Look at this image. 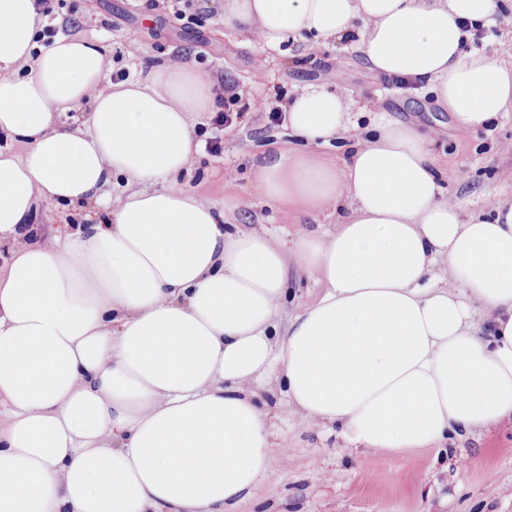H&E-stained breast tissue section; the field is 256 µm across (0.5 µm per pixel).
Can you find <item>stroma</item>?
Masks as SVG:
<instances>
[{
  "label": "stroma",
  "mask_w": 512,
  "mask_h": 512,
  "mask_svg": "<svg viewBox=\"0 0 512 512\" xmlns=\"http://www.w3.org/2000/svg\"><path fill=\"white\" fill-rule=\"evenodd\" d=\"M146 0H52L45 25L56 33L78 35L103 46L113 70L130 77L149 72L172 54L210 82L225 81L255 101L238 123L215 131L211 113L195 117L198 149L191 166L175 175L176 184L209 199L224 213L228 233L266 228L295 233L324 225L335 230L344 214L309 211L280 201L254 198L250 211L232 201L250 194L257 166L275 150L301 155L311 150L287 125H270L267 107L285 108L295 90L324 86L351 96L358 134L373 133L372 116L363 110L368 98L383 102L394 119L417 127L432 142L446 193L463 215H492L512 203V111L499 114L468 136L457 134L450 113L437 104L426 81L394 80L370 71L358 42L339 39L311 50L301 39H285L270 49L225 28L224 0H191L187 17L172 10L150 11ZM140 31L138 41L125 38L127 28ZM269 62L264 84L251 81L252 61ZM221 137L220 154L205 144ZM352 141L340 138L315 148L324 164L347 159ZM85 209L67 203H39L27 231L31 241L47 227L74 234L83 229ZM270 399L281 412L279 426L288 438L252 495L237 512H512V422L492 427L482 437L463 438L445 451L416 449L404 455L362 452L346 447L336 435H319L288 412L280 392Z\"/></svg>",
  "instance_id": "stroma-1"
}]
</instances>
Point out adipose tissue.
Returning a JSON list of instances; mask_svg holds the SVG:
<instances>
[{"label":"adipose tissue","instance_id":"1","mask_svg":"<svg viewBox=\"0 0 512 512\" xmlns=\"http://www.w3.org/2000/svg\"><path fill=\"white\" fill-rule=\"evenodd\" d=\"M35 0H0V512H235L286 437L277 387L311 428L405 453L512 419V204L462 219L428 139L376 112L333 168L270 156L256 196L348 207L335 231H224L176 184L213 105L187 64L100 91L88 40L38 47ZM495 0H225L224 24L276 48L288 35L358 32L374 71L429 81L468 135L512 110V69L462 49L460 21L495 24ZM82 127L56 123L84 102ZM352 100L295 92L286 119L321 145ZM134 184L108 200L112 174ZM110 201L112 220L32 243L38 202ZM326 291L279 329L289 263Z\"/></svg>","mask_w":512,"mask_h":512}]
</instances>
